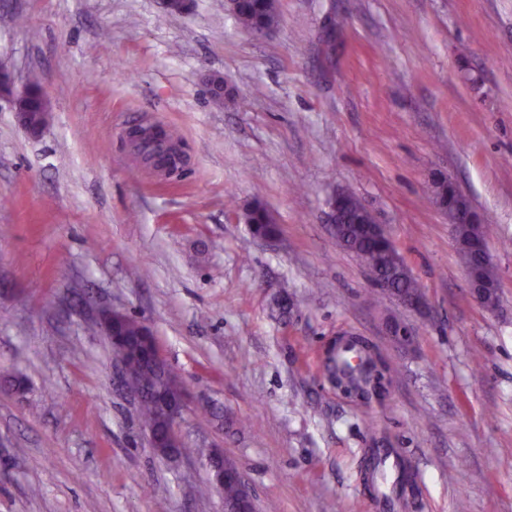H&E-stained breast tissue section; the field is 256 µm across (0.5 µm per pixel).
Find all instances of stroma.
Here are the masks:
<instances>
[{"mask_svg":"<svg viewBox=\"0 0 512 512\" xmlns=\"http://www.w3.org/2000/svg\"><path fill=\"white\" fill-rule=\"evenodd\" d=\"M277 2L258 34L224 0H0V65L49 112L32 135L0 101V512H224L203 461L151 446L106 308L153 332L184 442L224 452L257 512H368L370 448L415 475L397 512H512V0ZM136 125L177 132L179 166L152 167ZM441 176L488 226L495 312L432 201ZM342 190L426 310L372 303L329 231ZM256 200L279 237L244 222ZM343 334L385 366L381 399L326 378Z\"/></svg>","mask_w":512,"mask_h":512,"instance_id":"1","label":"stroma"}]
</instances>
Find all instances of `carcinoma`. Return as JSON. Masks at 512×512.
<instances>
[{"mask_svg":"<svg viewBox=\"0 0 512 512\" xmlns=\"http://www.w3.org/2000/svg\"><path fill=\"white\" fill-rule=\"evenodd\" d=\"M234 18L238 25L247 30L256 32L260 27H268L278 22L277 0H240ZM30 97L22 99L21 108L24 112L43 111L42 91L38 83L29 84ZM339 211V223L333 226L336 242L343 249L353 253L371 271L375 277L385 283L379 291L385 295L404 300L420 291V285L411 275L410 269L390 239L377 241L366 231V218L364 206L360 200L351 193H344L336 198ZM246 221L256 236H276L279 226L271 219L269 211L260 202L246 214ZM481 225L461 224L454 229V238L457 245V254L464 267L478 265V255L475 245L481 237ZM486 281L483 289V307L489 311L496 308L498 296L497 278L495 270L490 269L481 275ZM137 381L142 387L153 392L168 388L180 383V380L171 368H166L163 375H158L155 368L147 363L138 366ZM140 414L145 428L154 432L161 428L154 403L150 398L140 401Z\"/></svg>","mask_w":512,"mask_h":512,"instance_id":"1","label":"carcinoma"}]
</instances>
